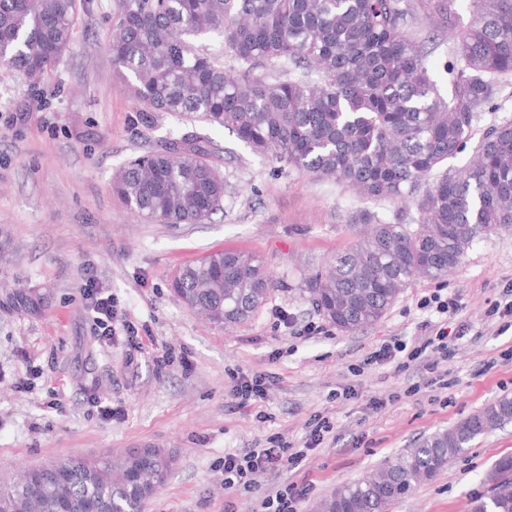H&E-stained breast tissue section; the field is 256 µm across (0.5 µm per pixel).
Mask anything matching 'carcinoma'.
I'll return each instance as SVG.
<instances>
[{"label":"carcinoma","instance_id":"1","mask_svg":"<svg viewBox=\"0 0 512 512\" xmlns=\"http://www.w3.org/2000/svg\"><path fill=\"white\" fill-rule=\"evenodd\" d=\"M471 4L462 24L456 0H427L455 58L446 97L400 0H118L109 46L140 111L227 129L282 167L417 206V223L375 225L310 280L315 306L352 332L382 320L415 278L448 276L481 234L512 226L511 121L477 139L469 165L439 172L512 77V0ZM77 23L78 0H0V67L40 80L70 52ZM213 153L210 138L188 132L128 160L112 191L151 222L205 224L224 201ZM172 288L185 308L229 327L259 307L273 280L255 255L221 250L181 266ZM7 301L36 318L50 296L19 283ZM510 421L505 395L338 487L318 512H390ZM174 464L163 448L75 456L1 487L0 512H144ZM488 481L491 495L470 512H512V458Z\"/></svg>","mask_w":512,"mask_h":512}]
</instances>
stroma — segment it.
<instances>
[{"label":"stroma","mask_w":512,"mask_h":512,"mask_svg":"<svg viewBox=\"0 0 512 512\" xmlns=\"http://www.w3.org/2000/svg\"><path fill=\"white\" fill-rule=\"evenodd\" d=\"M409 28L425 36L440 92L454 56L420 0ZM113 0H85L71 51L39 85L0 69V239L16 250L0 281L22 278L46 288L51 302L37 319L0 314V485L26 470L75 455L108 458L133 448H163L175 465L146 512H262V494L224 487L226 452L266 445L273 435L300 441L314 413L327 414L334 438L279 481L312 479L302 512H315L337 487L355 481L503 395L512 396V328L486 311L512 283V227L480 236L448 277L420 278L379 323L355 333L327 326L307 341L290 336L279 314L322 322L308 280L349 250L373 223L412 224V202L369 201L352 189L253 155L235 135L200 127L214 143L224 204L205 224H156L113 195V175L131 158L184 133L163 112H142L112 64L108 36ZM259 256L275 281L264 303L229 331L202 323L172 295L176 269L215 250ZM111 295L119 313L148 342L129 350L104 344L84 292L87 280ZM458 299L470 332L448 358V388L433 385L425 364L365 365L382 340L414 342L432 320L420 299ZM187 353L156 371V345ZM497 358L493 370L484 362ZM265 370L276 382L250 412L224 397L232 374ZM352 385L359 398L337 393ZM414 397H405L411 386ZM397 401H388L390 393ZM98 396L101 407L89 399ZM386 399L379 410L368 397ZM512 456V423L478 437L394 503L391 512H469L488 496L495 463Z\"/></svg>","instance_id":"35a3bbf8"}]
</instances>
